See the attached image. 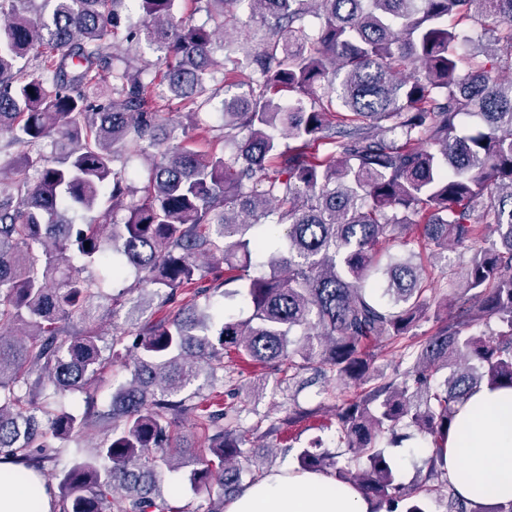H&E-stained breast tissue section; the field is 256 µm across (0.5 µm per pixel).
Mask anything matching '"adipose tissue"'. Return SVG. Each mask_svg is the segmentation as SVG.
<instances>
[{
  "label": "adipose tissue",
  "instance_id": "obj_1",
  "mask_svg": "<svg viewBox=\"0 0 512 512\" xmlns=\"http://www.w3.org/2000/svg\"><path fill=\"white\" fill-rule=\"evenodd\" d=\"M445 467L474 512L512 500V388L474 391L456 417ZM55 495L41 477L0 464V512H50ZM355 486L287 465L245 486L224 512H373Z\"/></svg>",
  "mask_w": 512,
  "mask_h": 512
}]
</instances>
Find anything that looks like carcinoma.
Instances as JSON below:
<instances>
[{
	"mask_svg": "<svg viewBox=\"0 0 512 512\" xmlns=\"http://www.w3.org/2000/svg\"><path fill=\"white\" fill-rule=\"evenodd\" d=\"M123 2L0 0V136L22 147L0 182V460L55 475V512H184L158 499L186 466L211 495L205 512H224L265 476L244 449L239 388L199 384L235 356L291 392L284 416L252 427L261 436L332 412L338 451L284 446L299 470L358 486L376 512H430L433 493L444 512H473L443 452L473 390L512 388V0H204L210 25L176 19L177 0H137L132 34L159 52L165 92L114 55ZM243 6L265 32L224 57L240 80L211 88ZM221 91L224 150L165 123L160 102L200 110ZM282 91L296 96L285 105ZM133 155L151 160L138 200L116 167ZM414 224L420 251L396 255ZM424 253L455 295L421 331L434 294ZM255 255L267 256L258 275ZM95 263L116 280L135 269L171 311L127 297L123 330L105 338L96 322L119 298L82 275ZM218 295L243 297L250 315L211 312ZM491 318L497 329L473 331ZM380 346L397 353L390 374ZM117 359L129 377L100 409ZM332 381L359 392L334 397ZM313 385L319 401L304 407ZM73 394L83 407L64 405ZM187 414L195 441L178 433ZM101 426L90 453L69 448ZM415 434L433 452L405 484L385 448Z\"/></svg>",
	"mask_w": 512,
	"mask_h": 512,
	"instance_id": "1",
	"label": "carcinoma"
}]
</instances>
